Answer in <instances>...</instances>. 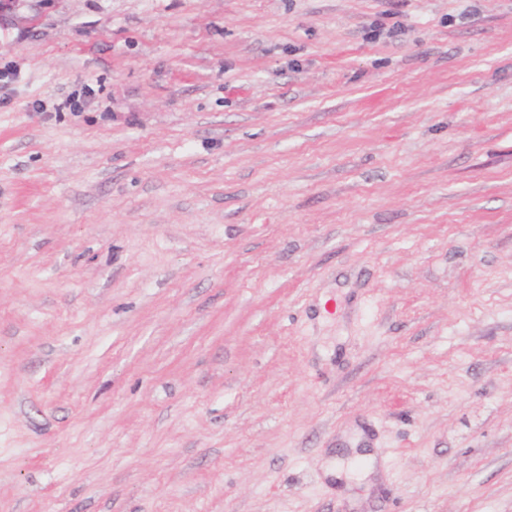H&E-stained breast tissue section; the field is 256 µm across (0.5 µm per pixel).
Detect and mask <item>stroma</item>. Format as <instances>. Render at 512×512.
<instances>
[{
  "label": "stroma",
  "mask_w": 512,
  "mask_h": 512,
  "mask_svg": "<svg viewBox=\"0 0 512 512\" xmlns=\"http://www.w3.org/2000/svg\"><path fill=\"white\" fill-rule=\"evenodd\" d=\"M7 65L0 512H512V0H0Z\"/></svg>",
  "instance_id": "obj_1"
}]
</instances>
